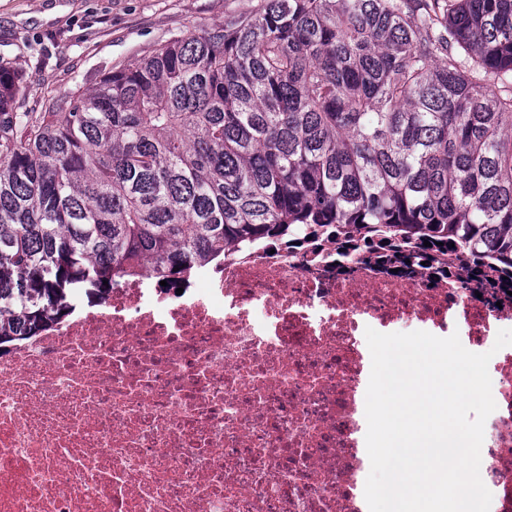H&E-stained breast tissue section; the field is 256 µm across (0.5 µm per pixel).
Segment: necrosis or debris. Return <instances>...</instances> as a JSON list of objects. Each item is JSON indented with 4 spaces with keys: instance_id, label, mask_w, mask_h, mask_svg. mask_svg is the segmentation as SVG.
Instances as JSON below:
<instances>
[{
    "instance_id": "4bbe7bcc",
    "label": "necrosis or debris",
    "mask_w": 512,
    "mask_h": 512,
    "mask_svg": "<svg viewBox=\"0 0 512 512\" xmlns=\"http://www.w3.org/2000/svg\"><path fill=\"white\" fill-rule=\"evenodd\" d=\"M318 237L140 274L0 354V512H367L366 328L492 352L480 475L512 512V285Z\"/></svg>"
}]
</instances>
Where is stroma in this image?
Segmentation results:
<instances>
[{"mask_svg":"<svg viewBox=\"0 0 512 512\" xmlns=\"http://www.w3.org/2000/svg\"><path fill=\"white\" fill-rule=\"evenodd\" d=\"M260 0H0V63L29 85L26 106L44 91L89 89L110 69L171 35H191Z\"/></svg>","mask_w":512,"mask_h":512,"instance_id":"obj_1","label":"stroma"}]
</instances>
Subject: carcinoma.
Segmentation results:
<instances>
[{
	"mask_svg": "<svg viewBox=\"0 0 512 512\" xmlns=\"http://www.w3.org/2000/svg\"><path fill=\"white\" fill-rule=\"evenodd\" d=\"M26 91L0 66V352L73 289L233 244L512 274V0H262L41 112Z\"/></svg>",
	"mask_w": 512,
	"mask_h": 512,
	"instance_id": "cac0c4a2",
	"label": "carcinoma"
}]
</instances>
